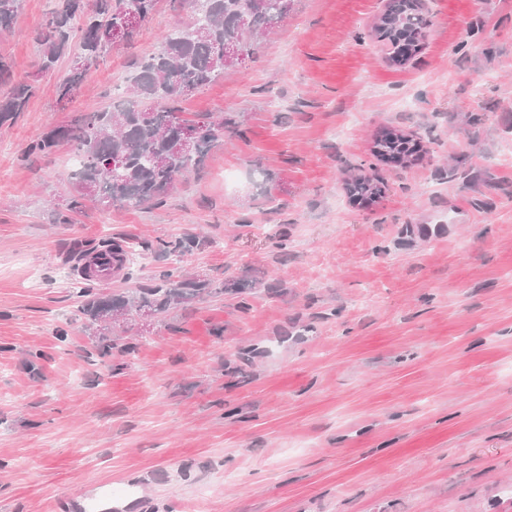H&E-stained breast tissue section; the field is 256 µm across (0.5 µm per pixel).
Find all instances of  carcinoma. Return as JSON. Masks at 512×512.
<instances>
[{"mask_svg":"<svg viewBox=\"0 0 512 512\" xmlns=\"http://www.w3.org/2000/svg\"><path fill=\"white\" fill-rule=\"evenodd\" d=\"M156 0H63L38 32L43 47L39 71H54L65 53L72 54L70 72L58 79V101H72L85 73L104 63L115 44L106 31L129 13L146 22ZM196 14L193 24L207 27L204 37L190 35V28L176 26L162 38L157 52L132 61L125 95L112 104L75 116L32 141L24 156H46L66 143L82 157L81 168L72 174L73 194L67 210H80L87 200L104 206L137 208L160 204L189 173L203 165L215 141L232 128L233 119L222 115L181 116L180 103L189 91H199L224 70L242 64L256 54L262 38L286 18L291 0H184ZM20 0H0V32L10 30ZM427 25L416 0H389L375 31L392 45L409 42ZM240 53L235 61L224 59V44ZM11 64L0 58V83L10 92L0 95V128L11 126L36 93L34 81L11 82ZM197 132L195 149L180 148L182 125ZM378 153L400 159L409 148L402 138L377 141ZM218 292L211 283L188 277L182 266L164 271L158 282L128 297L101 295L91 284L79 288L83 298L79 312L91 322L112 323L132 311L163 313L197 297Z\"/></svg>","mask_w":512,"mask_h":512,"instance_id":"obj_1","label":"carcinoma"}]
</instances>
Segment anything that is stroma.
<instances>
[{
    "label": "stroma",
    "mask_w": 512,
    "mask_h": 512,
    "mask_svg": "<svg viewBox=\"0 0 512 512\" xmlns=\"http://www.w3.org/2000/svg\"><path fill=\"white\" fill-rule=\"evenodd\" d=\"M22 0L0 56L39 91L0 129V512L138 482L152 512H512V0H425L416 50L386 0H292L254 59L183 101L236 125L158 206L66 209L72 153L24 159L121 95L187 26L158 0L59 104ZM418 141L402 165L376 139ZM360 176L381 192L364 202ZM183 265L223 294L121 325L78 314L75 261L147 242L100 294ZM134 344L101 358V338ZM426 25L427 20L419 11L416 0H390L375 31L380 40L394 46L401 41H411Z\"/></svg>",
    "instance_id": "obj_1"
}]
</instances>
